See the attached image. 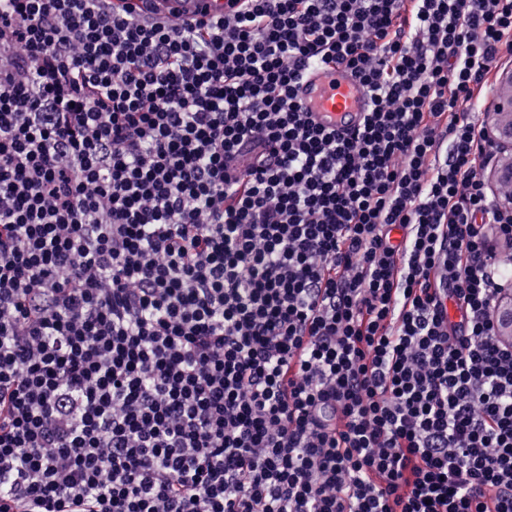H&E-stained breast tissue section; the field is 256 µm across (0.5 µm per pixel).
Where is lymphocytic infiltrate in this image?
<instances>
[{
	"label": "lymphocytic infiltrate",
	"mask_w": 512,
	"mask_h": 512,
	"mask_svg": "<svg viewBox=\"0 0 512 512\" xmlns=\"http://www.w3.org/2000/svg\"><path fill=\"white\" fill-rule=\"evenodd\" d=\"M241 2L0 0V512H512V0ZM124 4L157 20L205 19L229 9L228 0H152L144 4L140 0H129ZM298 98L314 122L325 127H355L367 107L362 87L347 68L337 65H314L298 87ZM510 72H512V64L509 66L506 65L500 76L497 78L494 77L490 81V87L485 89L484 92L483 106L479 110L475 109V112L481 113L479 118L480 120L485 121L486 126L487 124L492 125L498 115L505 114L507 116V119L501 124L495 123L494 128L489 134V139L495 149V152H500L504 149H509L510 152L512 150V96L510 95L508 99L501 100L496 104L495 114L497 116L490 117L492 112L489 111V107L495 99L502 98L510 94V86L508 85L507 89L505 85L506 75Z\"/></svg>",
	"instance_id": "1"
}]
</instances>
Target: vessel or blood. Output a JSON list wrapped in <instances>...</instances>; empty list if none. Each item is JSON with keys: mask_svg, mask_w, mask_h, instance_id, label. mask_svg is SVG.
Wrapping results in <instances>:
<instances>
[{"mask_svg": "<svg viewBox=\"0 0 512 512\" xmlns=\"http://www.w3.org/2000/svg\"><path fill=\"white\" fill-rule=\"evenodd\" d=\"M134 10L157 20H199L223 13L229 0H128ZM298 97L316 124L325 127L357 126L367 107L364 92L342 66H313L298 87Z\"/></svg>", "mask_w": 512, "mask_h": 512, "instance_id": "obj_1", "label": "vessel or blood"}]
</instances>
